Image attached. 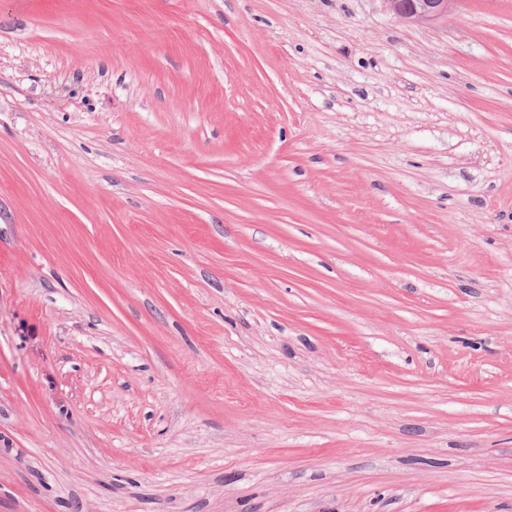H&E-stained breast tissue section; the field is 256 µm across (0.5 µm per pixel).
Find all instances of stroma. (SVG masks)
Segmentation results:
<instances>
[{
	"mask_svg": "<svg viewBox=\"0 0 512 512\" xmlns=\"http://www.w3.org/2000/svg\"><path fill=\"white\" fill-rule=\"evenodd\" d=\"M0 512H512V0H0ZM387 8L405 22L425 24L448 14L455 0H384Z\"/></svg>",
	"mask_w": 512,
	"mask_h": 512,
	"instance_id": "obj_1",
	"label": "stroma"
}]
</instances>
